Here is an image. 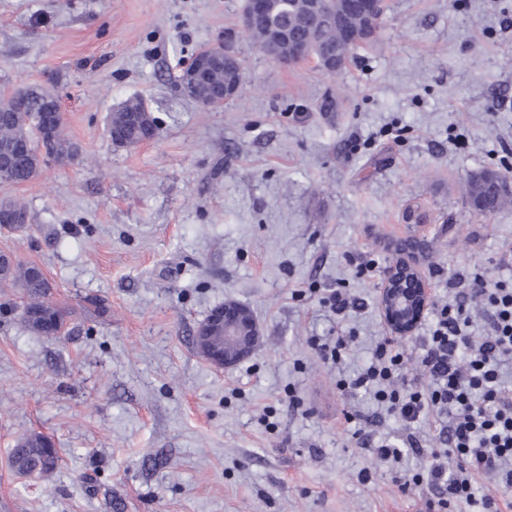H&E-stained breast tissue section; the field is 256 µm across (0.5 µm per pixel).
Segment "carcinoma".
I'll return each mask as SVG.
<instances>
[{
    "label": "carcinoma",
    "instance_id": "obj_1",
    "mask_svg": "<svg viewBox=\"0 0 512 512\" xmlns=\"http://www.w3.org/2000/svg\"><path fill=\"white\" fill-rule=\"evenodd\" d=\"M271 4L274 8L273 17L287 25L297 37L312 39L314 50H322L336 42L343 51H352V47L343 45V31L334 26L321 28L317 17L296 6V0H271ZM325 9L340 15L347 30L358 32L363 27L359 15L344 10L343 0H326ZM23 92L27 98V106L22 111H12V96L0 97V150L10 148L19 142L20 137L35 133L39 126L47 123L50 131L45 146L49 152L55 155L78 152V146L64 135V120L54 121L47 114L44 99L52 95V92L38 88H25ZM143 112L142 100L133 98L123 102L122 111L108 114V137L116 135L130 148L154 136L156 117L153 116L147 123L142 124L138 122V118ZM43 166L42 156L37 152L16 153L9 172L4 178H0V183L29 182L40 174ZM511 176V172L495 169L482 170L471 176L468 183L471 204L484 214H493L511 203L512 193H505L500 189V182ZM0 288H16L27 297L22 321L31 332L38 336L61 335L65 327V312L48 300L49 286L34 264L13 259L1 265ZM58 461V456L46 448L44 435L36 432L20 437L10 457L11 466L17 470L30 462L41 464L42 475L51 474L57 468Z\"/></svg>",
    "mask_w": 512,
    "mask_h": 512
}]
</instances>
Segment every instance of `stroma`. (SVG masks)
I'll use <instances>...</instances> for the list:
<instances>
[{
  "label": "stroma",
  "mask_w": 512,
  "mask_h": 512,
  "mask_svg": "<svg viewBox=\"0 0 512 512\" xmlns=\"http://www.w3.org/2000/svg\"><path fill=\"white\" fill-rule=\"evenodd\" d=\"M242 4L0 0V91L57 93L82 157L0 184L30 215L0 229V252L40 266L69 314L65 336L34 335L0 289V512H428L403 485L428 456L378 464L347 414L393 439L400 423L336 381L385 333L362 257L384 267L425 238L443 299L457 272L512 276V204L486 216L467 193L470 175L512 168V0H389L333 74L264 55ZM219 39L244 83L204 108L179 76ZM131 97L157 130L118 149L106 120ZM336 288L362 303L341 321L320 303ZM227 300L263 335L219 370L193 336ZM338 336L337 367L311 341ZM32 431L59 450L50 475L11 467Z\"/></svg>",
  "instance_id": "obj_1"
}]
</instances>
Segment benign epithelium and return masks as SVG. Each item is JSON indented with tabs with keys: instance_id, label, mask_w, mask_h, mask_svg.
<instances>
[{
	"instance_id": "1",
	"label": "benign epithelium",
	"mask_w": 512,
	"mask_h": 512,
	"mask_svg": "<svg viewBox=\"0 0 512 512\" xmlns=\"http://www.w3.org/2000/svg\"><path fill=\"white\" fill-rule=\"evenodd\" d=\"M269 0H245L241 15L242 27L251 30L265 26L263 52L282 64H295L313 56L312 45L306 41L288 43V55L279 51V42L286 37V30L269 22ZM386 0H346V9L360 14L364 26L356 33L346 32L345 39L355 43L369 40L376 32L385 11ZM318 65L325 71H337L346 62V55L331 49L317 57ZM221 64L228 72L224 89L197 99L199 105L209 108L221 106L233 100L239 90L243 69L239 57L232 50L223 47L214 51H204L189 65L188 80L194 88L207 76L208 70ZM29 223L28 212L23 209L0 212V227L6 230L22 228ZM415 242L403 245L399 256L382 272L379 287L378 305L387 327L389 337L405 340L415 335L422 318L429 308L432 289L419 266ZM220 320L224 328V352L213 351L204 355L206 361L220 369H230L245 361L261 338L260 328L247 306L236 301L224 302L219 314H211L208 323Z\"/></svg>"
}]
</instances>
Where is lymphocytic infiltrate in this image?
I'll use <instances>...</instances> for the list:
<instances>
[{
	"mask_svg": "<svg viewBox=\"0 0 512 512\" xmlns=\"http://www.w3.org/2000/svg\"><path fill=\"white\" fill-rule=\"evenodd\" d=\"M480 303L487 332L474 338L470 307ZM512 281L458 273L448 280L447 300H434L419 352L386 339L373 347L368 363L339 386L372 398L406 428L401 445L389 437L363 436L358 443L390 464L404 452L424 451L415 428L429 418L447 416L431 449L432 464L412 476V484L431 490V512L466 504L478 512H499L495 499L477 496L476 479L492 475L512 489Z\"/></svg>",
	"mask_w": 512,
	"mask_h": 512,
	"instance_id": "1",
	"label": "lymphocytic infiltrate"
}]
</instances>
